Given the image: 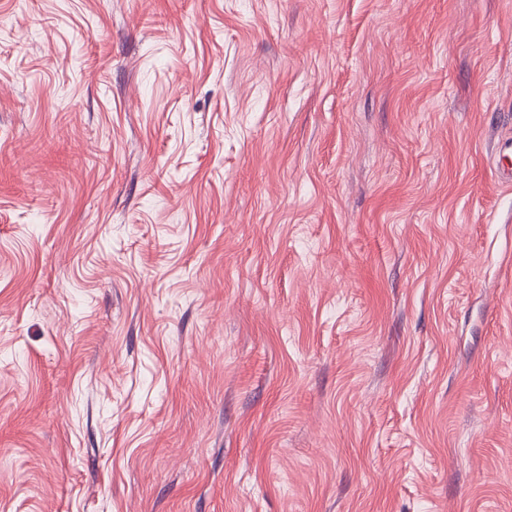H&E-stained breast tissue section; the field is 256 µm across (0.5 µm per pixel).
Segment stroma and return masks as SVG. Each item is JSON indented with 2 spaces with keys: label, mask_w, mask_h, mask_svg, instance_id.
Here are the masks:
<instances>
[{
  "label": "stroma",
  "mask_w": 512,
  "mask_h": 512,
  "mask_svg": "<svg viewBox=\"0 0 512 512\" xmlns=\"http://www.w3.org/2000/svg\"><path fill=\"white\" fill-rule=\"evenodd\" d=\"M512 0H0V512H512Z\"/></svg>",
  "instance_id": "stroma-1"
}]
</instances>
